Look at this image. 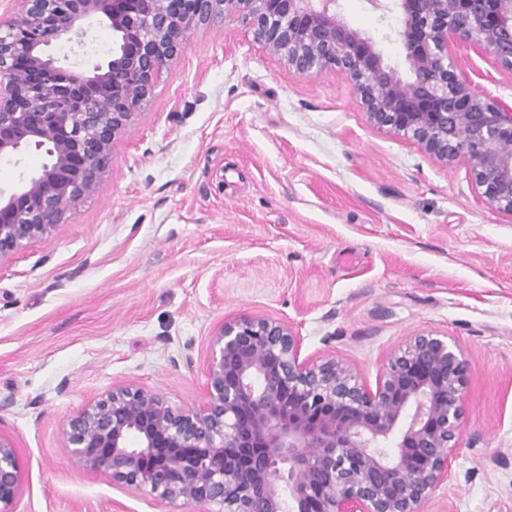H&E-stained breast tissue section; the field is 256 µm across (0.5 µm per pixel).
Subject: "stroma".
<instances>
[{
  "instance_id": "stroma-1",
  "label": "stroma",
  "mask_w": 512,
  "mask_h": 512,
  "mask_svg": "<svg viewBox=\"0 0 512 512\" xmlns=\"http://www.w3.org/2000/svg\"><path fill=\"white\" fill-rule=\"evenodd\" d=\"M341 16L408 75L398 19ZM55 46L105 62L108 22ZM474 89L512 103V70L461 46ZM242 313L290 321L304 355L375 383L418 332L471 362L469 420L423 512H512V215L371 125L344 73L300 77L231 26L186 34L180 60L117 139L104 181L47 240L0 269V432L24 471L19 512H165L149 492L77 471L60 425L130 380L199 400L209 337Z\"/></svg>"
}]
</instances>
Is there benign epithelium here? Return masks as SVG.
I'll use <instances>...</instances> for the list:
<instances>
[{"mask_svg":"<svg viewBox=\"0 0 512 512\" xmlns=\"http://www.w3.org/2000/svg\"><path fill=\"white\" fill-rule=\"evenodd\" d=\"M0 19V159L34 149L41 168L0 188V267L51 237L113 162L115 141L150 100L193 27L235 25L288 70L349 78L373 126L442 163L462 156L491 208L512 215V104L477 92L458 43L512 69V0H367L397 35L410 78L350 27L340 0H15ZM100 19L105 64L69 68L51 50ZM288 321L240 314L210 336L200 400L176 407L123 381L68 416L73 466L147 489L168 512H422L454 473L469 413L470 361L446 335L419 332L375 386L334 356L302 355ZM23 468L0 432V512H18Z\"/></svg>","mask_w":512,"mask_h":512,"instance_id":"1","label":"benign epithelium"}]
</instances>
